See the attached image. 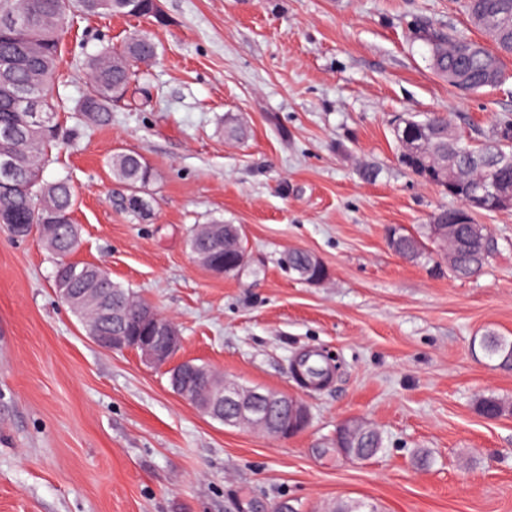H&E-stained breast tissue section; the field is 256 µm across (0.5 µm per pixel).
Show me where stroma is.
Listing matches in <instances>:
<instances>
[{"mask_svg":"<svg viewBox=\"0 0 512 512\" xmlns=\"http://www.w3.org/2000/svg\"><path fill=\"white\" fill-rule=\"evenodd\" d=\"M163 23L78 16L62 34L56 82L70 111L46 181L69 179L77 263L103 266L177 324L176 360L292 395L305 430L272 439L201 415L163 370L86 336L54 290V258L35 236L0 230V512H328L363 500L379 512H512V371L479 347L512 336V210L477 215L499 242L469 279L389 249L458 202L399 161L396 117L447 113L467 140L512 122L508 80L460 94L432 70L428 31L478 41L461 0H161ZM160 44L140 66L138 104L109 124L72 106L83 62L133 31ZM242 125L229 139L224 127ZM153 171L147 215L122 204L114 154ZM221 219L241 225L248 265L217 275L186 239ZM316 255L308 284L281 259ZM314 351L334 368L318 388L291 366ZM359 418L383 446L367 461L334 445Z\"/></svg>","mask_w":512,"mask_h":512,"instance_id":"1","label":"stroma"}]
</instances>
